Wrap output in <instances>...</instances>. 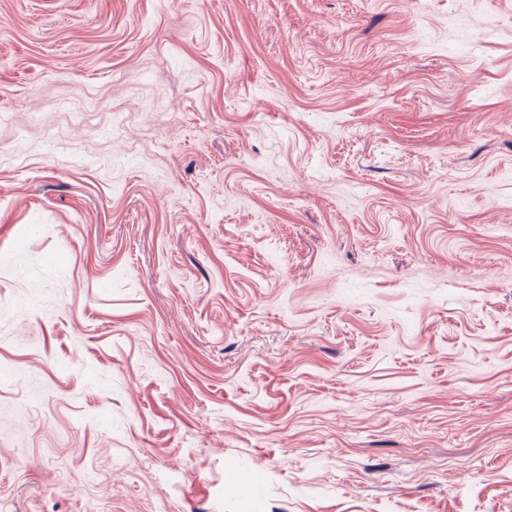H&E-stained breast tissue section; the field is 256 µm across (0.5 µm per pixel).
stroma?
<instances>
[{
    "mask_svg": "<svg viewBox=\"0 0 512 512\" xmlns=\"http://www.w3.org/2000/svg\"><path fill=\"white\" fill-rule=\"evenodd\" d=\"M0 512H512V0H0Z\"/></svg>",
    "mask_w": 512,
    "mask_h": 512,
    "instance_id": "1",
    "label": "stroma"
}]
</instances>
